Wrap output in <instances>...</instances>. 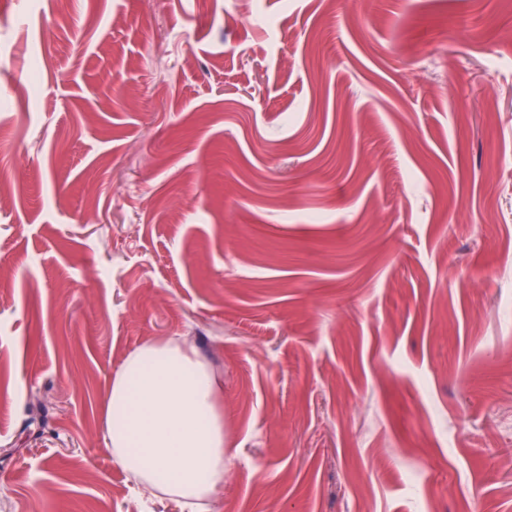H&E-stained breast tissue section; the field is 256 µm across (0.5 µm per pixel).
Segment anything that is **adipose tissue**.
I'll return each mask as SVG.
<instances>
[{
	"instance_id": "obj_1",
	"label": "adipose tissue",
	"mask_w": 512,
	"mask_h": 512,
	"mask_svg": "<svg viewBox=\"0 0 512 512\" xmlns=\"http://www.w3.org/2000/svg\"><path fill=\"white\" fill-rule=\"evenodd\" d=\"M102 434L113 462L150 498L206 512L224 488V393L184 340L149 342L113 375Z\"/></svg>"
}]
</instances>
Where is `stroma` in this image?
Returning a JSON list of instances; mask_svg holds the SVG:
<instances>
[{
    "label": "stroma",
    "mask_w": 512,
    "mask_h": 512,
    "mask_svg": "<svg viewBox=\"0 0 512 512\" xmlns=\"http://www.w3.org/2000/svg\"><path fill=\"white\" fill-rule=\"evenodd\" d=\"M165 339L211 512H512V0H0V512H180L101 433Z\"/></svg>",
    "instance_id": "stroma-1"
}]
</instances>
